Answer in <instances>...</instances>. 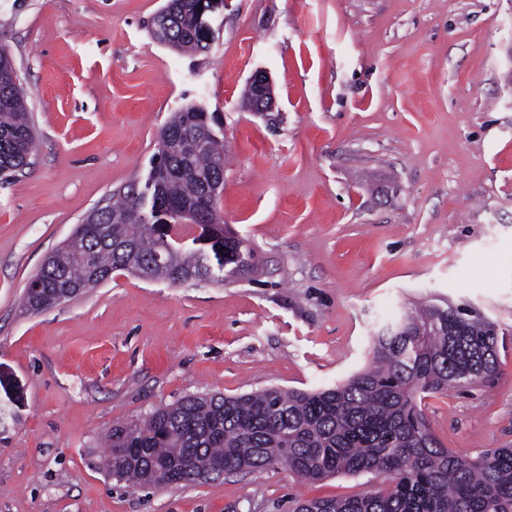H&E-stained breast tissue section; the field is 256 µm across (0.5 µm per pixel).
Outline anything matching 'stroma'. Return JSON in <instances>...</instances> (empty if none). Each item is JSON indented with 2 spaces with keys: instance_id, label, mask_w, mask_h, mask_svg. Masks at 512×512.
I'll list each match as a JSON object with an SVG mask.
<instances>
[{
  "instance_id": "obj_1",
  "label": "stroma",
  "mask_w": 512,
  "mask_h": 512,
  "mask_svg": "<svg viewBox=\"0 0 512 512\" xmlns=\"http://www.w3.org/2000/svg\"><path fill=\"white\" fill-rule=\"evenodd\" d=\"M166 0H0L31 163L0 180V372L24 389L0 425V512H290L349 497L282 468L141 489L103 437L187 395L312 390L368 361L374 322L469 302L505 334L493 381L424 399L445 446L512 448V0H224L208 52L159 42ZM269 72L274 117L247 111ZM189 104L224 133V226L258 264L224 284L113 274L33 315L47 254L144 180Z\"/></svg>"
}]
</instances>
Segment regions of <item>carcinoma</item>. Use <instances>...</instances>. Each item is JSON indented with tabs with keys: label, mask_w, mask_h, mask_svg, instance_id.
I'll list each match as a JSON object with an SVG mask.
<instances>
[{
	"label": "carcinoma",
	"mask_w": 512,
	"mask_h": 512,
	"mask_svg": "<svg viewBox=\"0 0 512 512\" xmlns=\"http://www.w3.org/2000/svg\"><path fill=\"white\" fill-rule=\"evenodd\" d=\"M196 7L197 0H167L153 20L156 37L181 53L207 51ZM215 122L188 105L166 124L191 137L162 156L171 176L158 200L196 207L197 232L180 228L164 240L149 221L112 223L113 215L138 209L143 189L133 181L118 200L96 209L95 223L79 225L77 241L51 253L39 271L45 297L82 288L95 274L146 266L168 247L171 264L154 270L160 277L209 275L222 283L254 268L247 241L216 231L223 220L210 180L224 176V143H197ZM33 146L19 76L0 47V177L25 169ZM499 356V326L471 304L412 303L402 316L375 325L367 367L346 381L315 391L183 397L135 422L112 424L104 465L133 487L166 485L171 469L194 482L217 465L226 473L282 466L312 482L363 474L378 480L351 497L298 500L292 512H512V448L476 456L448 448L422 409L427 396L490 382Z\"/></svg>",
	"instance_id": "cac0c4a2"
}]
</instances>
